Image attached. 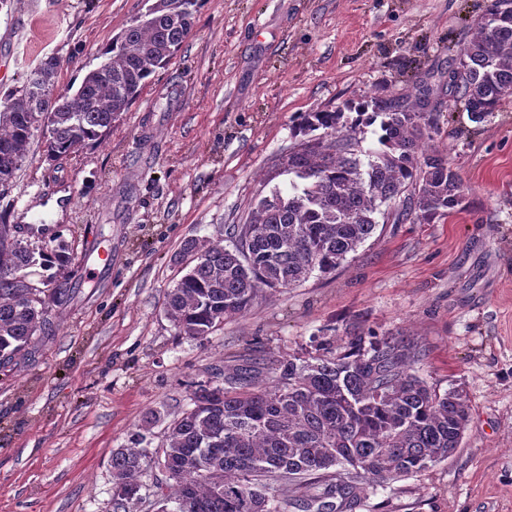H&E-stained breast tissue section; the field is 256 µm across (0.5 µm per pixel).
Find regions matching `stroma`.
Listing matches in <instances>:
<instances>
[{"label":"stroma","instance_id":"stroma-1","mask_svg":"<svg viewBox=\"0 0 512 512\" xmlns=\"http://www.w3.org/2000/svg\"><path fill=\"white\" fill-rule=\"evenodd\" d=\"M488 0H200L193 28L129 112L95 145L48 163L41 137L0 211L56 224L76 264L74 298L50 335L0 369V512H112L113 449L153 409L175 416L191 385L243 360H285L354 329L401 336L411 367L463 390L457 452L361 494L350 512H512V97L472 123L448 98L455 46ZM144 0H8L0 7V93L55 56L80 84ZM429 84L441 108L430 145L468 187L431 224L381 220L329 275L263 290L251 310L184 339L165 296L186 240L245 221L288 191L281 158L299 113ZM105 248L108 266L90 254Z\"/></svg>","mask_w":512,"mask_h":512}]
</instances>
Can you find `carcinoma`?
<instances>
[{"label": "carcinoma", "instance_id": "cac0c4a2", "mask_svg": "<svg viewBox=\"0 0 512 512\" xmlns=\"http://www.w3.org/2000/svg\"><path fill=\"white\" fill-rule=\"evenodd\" d=\"M199 0H155L101 53L105 76L90 70L76 89L58 86V61L41 59L19 87L0 98V186L10 185L36 131L56 162L96 142L130 110L159 68L167 67L191 32ZM55 89L53 98L46 90ZM449 95L482 122L512 94V19L488 12L475 20L449 72ZM429 109L425 126L416 114ZM434 104L425 90L372 98L335 111L302 112L298 137L282 157L295 175L291 190L252 204L246 222L225 227L223 240L189 239L192 266L168 291L165 312L179 336L202 339L224 320L246 313L265 288H293L314 272H335L369 239L383 207L400 202L395 220L430 224L455 211L466 188L442 153L426 149ZM379 124L383 150L367 152L359 137ZM75 255L61 240L36 251L19 225L0 215V368L25 358L36 333L51 331L48 309L67 302L72 283L59 279ZM38 266L43 288L16 273ZM421 349L408 340L359 332L343 352L322 339L300 361L274 368L241 365L192 386L190 406L166 427L165 478L155 485L158 512H286L277 485L314 493L303 512H336L363 485L418 474L461 445L468 404L458 389L440 393L410 373ZM163 420L152 410L131 444L112 451L113 512L140 499L152 452L140 447Z\"/></svg>", "mask_w": 512, "mask_h": 512}]
</instances>
